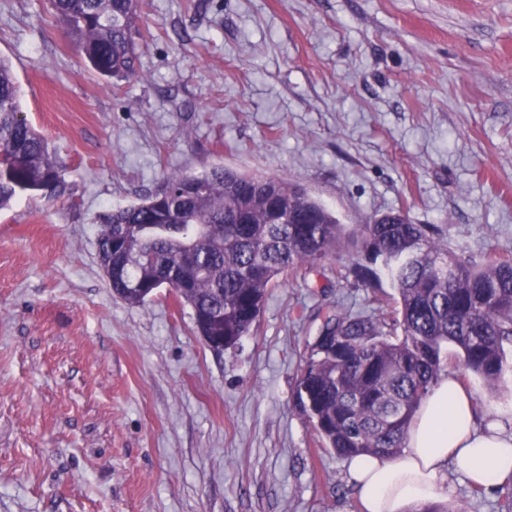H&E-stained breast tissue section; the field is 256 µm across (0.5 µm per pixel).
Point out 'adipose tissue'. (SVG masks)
<instances>
[{
	"mask_svg": "<svg viewBox=\"0 0 512 512\" xmlns=\"http://www.w3.org/2000/svg\"><path fill=\"white\" fill-rule=\"evenodd\" d=\"M472 393L455 372L441 374L410 425L403 452L395 457L358 456L348 464L361 512H403L412 503L448 495V475L457 473L486 491L512 480V409L477 420Z\"/></svg>",
	"mask_w": 512,
	"mask_h": 512,
	"instance_id": "obj_1",
	"label": "adipose tissue"
}]
</instances>
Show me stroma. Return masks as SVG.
Segmentation results:
<instances>
[{
  "label": "stroma",
  "instance_id": "1",
  "mask_svg": "<svg viewBox=\"0 0 512 512\" xmlns=\"http://www.w3.org/2000/svg\"><path fill=\"white\" fill-rule=\"evenodd\" d=\"M138 77L87 71L50 0H0V58L62 168L0 210V512H360L293 407L324 315L376 313L341 261L271 289L222 354L163 288L112 294L100 213L166 174L280 176L345 224L391 211L512 253V0H140ZM448 506L499 512L449 473Z\"/></svg>",
  "mask_w": 512,
  "mask_h": 512
}]
</instances>
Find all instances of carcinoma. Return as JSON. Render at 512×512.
I'll return each mask as SVG.
<instances>
[{
    "label": "carcinoma",
    "mask_w": 512,
    "mask_h": 512,
    "mask_svg": "<svg viewBox=\"0 0 512 512\" xmlns=\"http://www.w3.org/2000/svg\"><path fill=\"white\" fill-rule=\"evenodd\" d=\"M51 2L94 73L136 75L138 0ZM60 188L56 157L23 117L19 87L0 60V210ZM97 246L119 299L142 306L171 288L197 335L226 349L253 333L270 289L290 271L344 257L346 274L367 288L385 277L395 291L390 311L328 313L296 386L295 410L339 458L405 448L448 346L463 374L491 391L512 370V258L464 259L402 211L344 224L286 178L213 166L168 173L142 202L101 214Z\"/></svg>",
    "instance_id": "1"
}]
</instances>
